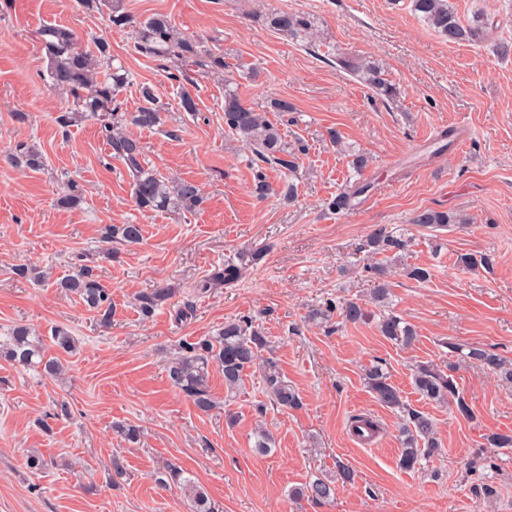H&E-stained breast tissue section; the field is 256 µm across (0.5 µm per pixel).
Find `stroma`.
<instances>
[{"label": "stroma", "mask_w": 512, "mask_h": 512, "mask_svg": "<svg viewBox=\"0 0 512 512\" xmlns=\"http://www.w3.org/2000/svg\"><path fill=\"white\" fill-rule=\"evenodd\" d=\"M459 16L488 23L489 39L448 43L410 9L409 0H123L136 19L162 14L187 36L223 51L230 66L246 71L238 95L249 105L274 98L296 107L285 126L302 138L294 203L259 197L246 146L224 131V83L203 77L194 90L198 110H180L181 86L172 63L143 57L130 33L112 30L102 16L75 0H11L0 11V336L16 324L33 328L43 344L66 327L77 339L61 355L64 372L43 377L0 361V512H189L178 488H162L158 471L170 463L187 469L216 512H512V448H490L487 435L512 432V385L451 353V345L478 346L512 360V0H451ZM313 15V49L255 23L256 7ZM75 30L83 44L109 41L115 64L129 83L120 99L139 104V88H156L169 115L166 131H143L148 161L167 177L191 179L204 195L199 210L184 215L143 213L131 199L129 177L96 121L61 136L53 118L70 107L44 78L42 24ZM377 61L401 90L394 103L375 97L357 77L336 67V55ZM24 112L26 124L13 115ZM453 147L438 151L445 129ZM369 158V190L350 210L325 204L342 191L352 169L329 131ZM41 147L48 160L34 173L4 157L16 140ZM84 201L68 210L54 198L65 178ZM430 208L463 215L445 229L411 224L414 211ZM136 223L144 240L121 246L115 259L97 257L106 225ZM401 235L407 245L391 276L390 308L416 328L412 347L380 336L374 321L356 325L306 323L309 309L331 300L369 299L371 259L361 249L375 229ZM265 256L246 262L249 251ZM112 290V325L104 329L55 279L74 272L79 255ZM479 259L463 268L460 256ZM244 263L230 288L199 291V283L225 263ZM39 266L50 277L38 285L17 279L15 265ZM426 266L420 284L407 266ZM174 297L142 320L136 295L155 282ZM249 316L269 336L274 355L303 399L301 409L268 407L261 370L252 367L235 398H226L221 374L212 373L220 405L195 408L170 385L165 366L179 342L208 336L225 321ZM453 365L461 394L474 415L426 403L413 388L415 365ZM385 364L411 407L432 415L440 447L421 468H398L399 415L381 406L364 385L363 370ZM238 416L227 425L226 412ZM52 415L51 431L39 421ZM378 419L384 432L370 445L348 430L352 416ZM264 422L274 452L254 448V428ZM139 428L138 443L124 442L114 423ZM48 462L28 467L30 455ZM122 456L126 478L112 482L113 456ZM354 469L353 483L336 488L333 502L291 499L288 492L337 463Z\"/></svg>", "instance_id": "1"}]
</instances>
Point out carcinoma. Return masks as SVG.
<instances>
[{
    "instance_id": "obj_1",
    "label": "carcinoma",
    "mask_w": 512,
    "mask_h": 512,
    "mask_svg": "<svg viewBox=\"0 0 512 512\" xmlns=\"http://www.w3.org/2000/svg\"><path fill=\"white\" fill-rule=\"evenodd\" d=\"M411 9L428 26L452 44L481 43L489 36L486 26L463 21L450 0H410ZM79 8L97 12L116 30L132 29L134 48L142 56L155 60H170L195 68L200 77L219 74L224 79V130L243 141L250 150L249 166L254 174L255 190L261 195L274 191L267 180V170L274 169L288 175L279 196L291 203L296 197L294 179L299 175L300 155L307 145L298 140L289 144L283 133L288 124V114L295 111L294 105L285 98H276L266 106L245 104L233 89L237 84L236 72L224 60V53L214 51L199 38L181 35L167 16L152 15L144 20L133 19L123 8V0H77ZM255 22L276 34L296 42L312 45L315 41V21L302 12L272 9L253 13ZM42 49L47 59L45 79L50 87L61 91L72 101V106L53 117L58 130L66 136L70 128L87 120L99 122L101 132L109 149L110 158L120 161L130 179L131 198L137 210L161 213H189L200 208L204 197L200 186L192 181L165 179L146 161L141 140L128 131L160 130L166 123L164 104L155 88L140 87L141 103L133 112L120 111L118 96L127 83V74L120 67H112L111 46L105 40L95 41V48L87 50L81 38L72 29L58 24H44L40 28ZM340 68L352 73L380 97L394 101L400 89L385 78L381 67L373 60L337 58ZM276 113L279 120L270 119ZM7 159L18 168L41 172L47 167V158L39 147L29 142H17L8 152ZM369 185L357 184L345 189L329 200V209L342 212L349 209L353 200L367 192ZM83 202L82 193L75 181H68L56 198V205L63 209L77 208ZM462 218L453 212L423 209L413 214L410 223L424 228H443L459 224ZM107 247L102 257H113L110 243L134 246L142 243L144 230L140 224H111L103 236ZM405 247L404 239L383 229L373 233L366 241L367 253L383 256L370 267L374 275L370 303L377 306L372 313L367 304L353 300L328 302L321 308L310 311L308 319L329 322L337 316L344 324L364 322L377 317L376 327L381 336L401 347H411L417 340L413 325L388 309L391 296L390 280L398 252ZM240 268L227 264L198 284L206 291L224 286L231 288L238 282ZM61 291L77 296L89 310L95 312L99 325L107 328L112 323V291L106 286L89 264L79 265L74 274L55 281ZM174 295V288L164 281L136 297V308L142 318L152 317ZM52 341L55 347L71 353L76 341L62 327L54 329ZM463 360L492 372L505 384H512V361L490 350L472 347L460 353ZM0 360L23 368L34 369L50 377L62 371V363L56 357L45 355L40 337L30 327L17 324L0 338ZM262 362V378L265 394L273 405L283 410H298L303 401L296 389L284 376L278 360L273 356L268 337L249 318L227 320L212 336L200 337L192 342L178 345V351L165 367L171 386L184 396L195 409L204 415L216 408L211 387V373L217 371L224 377V389L233 397L243 384V376L257 362ZM363 380L374 399L383 407L400 413L399 432L402 448L398 460L399 468L405 472L421 468L422 461L440 448L436 438L435 423L428 414L407 406L400 389L393 384L390 375L380 364L364 370ZM413 384L423 399L436 405H454L458 413L472 417V409L459 390L448 370L431 362L419 363L413 370ZM257 451L267 455L276 447L274 436L264 428L255 430ZM355 472L339 462L336 472L323 474L307 484L291 490L297 498L307 497L315 502L330 503L336 494V484L351 483ZM162 486L173 484L183 489L190 501L191 512H214L208 496L187 471L172 463L156 478Z\"/></svg>"
}]
</instances>
